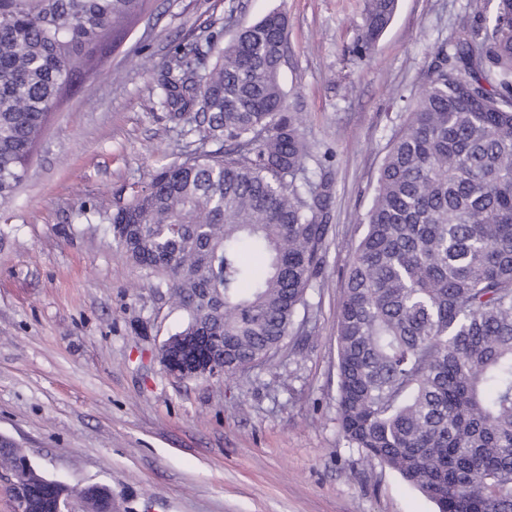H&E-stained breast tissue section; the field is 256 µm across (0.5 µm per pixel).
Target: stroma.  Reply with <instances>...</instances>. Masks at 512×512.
Masks as SVG:
<instances>
[{"label":"stroma","instance_id":"1","mask_svg":"<svg viewBox=\"0 0 512 512\" xmlns=\"http://www.w3.org/2000/svg\"><path fill=\"white\" fill-rule=\"evenodd\" d=\"M485 3L398 0L361 60L366 0H151L59 103L0 204V436L48 478L107 486L117 512H435L339 436L336 306L404 99ZM275 9L288 105L335 169L326 285L299 347L229 379L179 380L159 352L184 315L113 244V201L195 147L151 105L176 48Z\"/></svg>","mask_w":512,"mask_h":512}]
</instances>
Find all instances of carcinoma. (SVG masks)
I'll return each instance as SVG.
<instances>
[{"label": "carcinoma", "instance_id": "1", "mask_svg": "<svg viewBox=\"0 0 512 512\" xmlns=\"http://www.w3.org/2000/svg\"><path fill=\"white\" fill-rule=\"evenodd\" d=\"M147 2L0 0L1 202L67 86ZM397 5L366 0L360 57ZM287 44L276 10L173 55L158 104L200 146L112 206L113 243L186 314L168 352L206 338L226 378L271 362L293 326L310 334L295 319L325 286L335 176L288 107ZM405 111L336 308L339 434L438 512H512V0L432 52ZM25 465L0 451V470ZM65 491L28 494L43 508ZM90 502L113 512L108 490Z\"/></svg>", "mask_w": 512, "mask_h": 512}]
</instances>
